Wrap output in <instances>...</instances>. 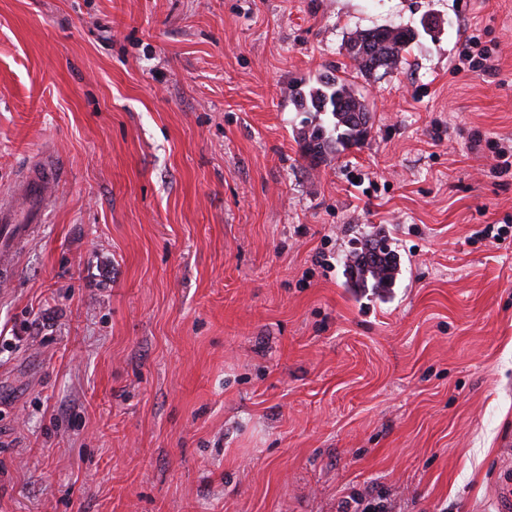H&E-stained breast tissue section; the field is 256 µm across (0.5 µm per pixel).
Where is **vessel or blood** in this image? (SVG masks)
<instances>
[{
    "label": "vessel or blood",
    "instance_id": "1",
    "mask_svg": "<svg viewBox=\"0 0 512 512\" xmlns=\"http://www.w3.org/2000/svg\"><path fill=\"white\" fill-rule=\"evenodd\" d=\"M55 186V166L44 162L27 169L18 183L25 196L24 207H0V278L13 279L17 273L11 259L13 250L21 243L33 239L43 228L44 212Z\"/></svg>",
    "mask_w": 512,
    "mask_h": 512
}]
</instances>
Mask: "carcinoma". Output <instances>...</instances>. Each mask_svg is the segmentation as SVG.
I'll return each instance as SVG.
<instances>
[{
  "mask_svg": "<svg viewBox=\"0 0 512 512\" xmlns=\"http://www.w3.org/2000/svg\"><path fill=\"white\" fill-rule=\"evenodd\" d=\"M414 40L410 28L382 26L350 33L345 49L358 71L371 76L381 69L397 68L403 53ZM294 97L307 112L317 111L315 103L318 101L328 102L326 113L332 116L331 125H314L300 144L302 155L314 160L322 161L342 148L361 142L357 123L372 119L368 103L346 79L336 74L334 68L321 74L308 89L296 90ZM346 264L356 282H366L369 275L374 279L375 287L388 288L392 285L398 261L388 240L381 236L365 241L353 255L346 257Z\"/></svg>",
  "mask_w": 512,
  "mask_h": 512,
  "instance_id": "cac0c4a2",
  "label": "carcinoma"
}]
</instances>
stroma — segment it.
<instances>
[{"instance_id":"stroma-1","label":"stroma","mask_w":512,"mask_h":512,"mask_svg":"<svg viewBox=\"0 0 512 512\" xmlns=\"http://www.w3.org/2000/svg\"><path fill=\"white\" fill-rule=\"evenodd\" d=\"M378 26L419 36L364 77L344 43ZM328 67L373 125L314 167L292 90ZM499 139L512 0H0V200L59 174L0 282V512H498ZM377 232L385 291L344 265ZM477 46L478 42L473 41L466 45L461 54L462 60L468 64L467 72H486L489 70L488 60L491 57L484 49L475 51L474 49H476Z\"/></svg>"}]
</instances>
